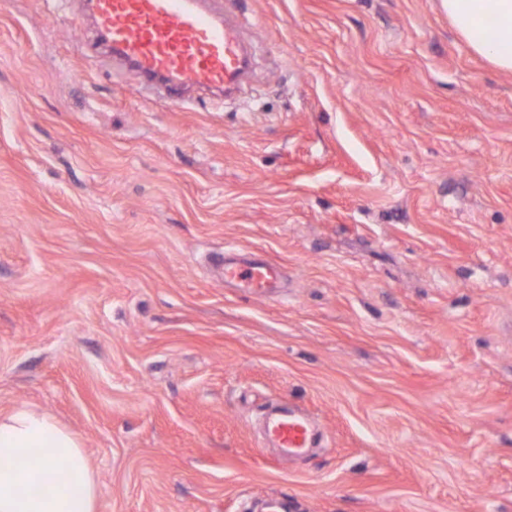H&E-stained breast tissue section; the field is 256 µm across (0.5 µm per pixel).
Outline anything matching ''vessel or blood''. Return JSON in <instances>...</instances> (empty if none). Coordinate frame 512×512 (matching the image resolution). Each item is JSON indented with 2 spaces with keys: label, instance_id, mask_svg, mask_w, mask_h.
<instances>
[{
  "label": "vessel or blood",
  "instance_id": "b4317fda",
  "mask_svg": "<svg viewBox=\"0 0 512 512\" xmlns=\"http://www.w3.org/2000/svg\"><path fill=\"white\" fill-rule=\"evenodd\" d=\"M97 34L113 60L141 78L158 81L180 99L190 90L230 92L239 86L248 58L236 22L214 14L202 0H89ZM280 268L228 264L225 282L266 295L279 286ZM263 430L283 457L312 440L309 420L285 408L266 416Z\"/></svg>",
  "mask_w": 512,
  "mask_h": 512
}]
</instances>
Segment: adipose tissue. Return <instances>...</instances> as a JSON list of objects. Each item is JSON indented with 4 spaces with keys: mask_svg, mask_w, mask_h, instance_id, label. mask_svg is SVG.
Segmentation results:
<instances>
[{
    "mask_svg": "<svg viewBox=\"0 0 512 512\" xmlns=\"http://www.w3.org/2000/svg\"><path fill=\"white\" fill-rule=\"evenodd\" d=\"M458 36L493 67L512 72V0H441ZM65 469L67 480L53 477ZM45 495L22 494L26 484ZM97 475L81 438L27 406L0 416V512H96Z\"/></svg>",
    "mask_w": 512,
    "mask_h": 512,
    "instance_id": "ef3b65f1",
    "label": "adipose tissue"
}]
</instances>
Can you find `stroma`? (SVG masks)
<instances>
[{
	"instance_id": "35a3bbf8",
	"label": "stroma",
	"mask_w": 512,
	"mask_h": 512,
	"mask_svg": "<svg viewBox=\"0 0 512 512\" xmlns=\"http://www.w3.org/2000/svg\"><path fill=\"white\" fill-rule=\"evenodd\" d=\"M209 6L250 77L176 103L83 0H0V415L81 437L96 512H512V73L440 0ZM280 275L279 266L270 261L224 265V285L233 282L238 288L261 296L273 294L279 288ZM263 430L273 441L274 448H279L285 458L303 453L312 440V428L307 417L290 408L266 416Z\"/></svg>"
}]
</instances>
